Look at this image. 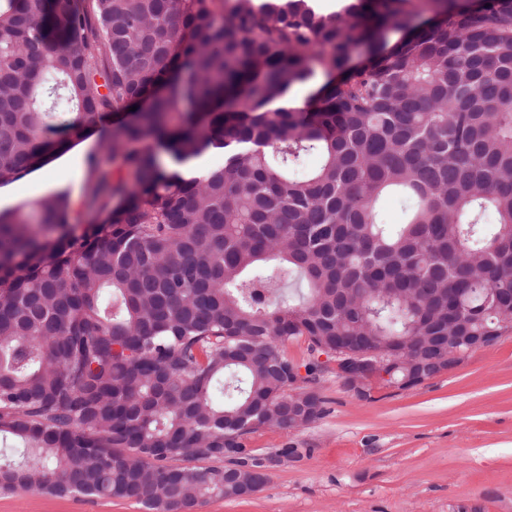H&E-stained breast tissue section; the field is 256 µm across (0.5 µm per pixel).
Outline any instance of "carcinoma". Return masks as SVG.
Returning <instances> with one entry per match:
<instances>
[{"mask_svg":"<svg viewBox=\"0 0 512 512\" xmlns=\"http://www.w3.org/2000/svg\"><path fill=\"white\" fill-rule=\"evenodd\" d=\"M316 66L342 79L280 105ZM145 98L78 201L0 212V493L242 499L267 479L244 436L306 424L288 398L319 364L288 342L399 383L512 333V0H0V185L62 148L60 105L74 144ZM227 455L232 482L183 465ZM411 201L401 200L397 194H387L378 205V218L386 224H400L405 218V209Z\"/></svg>","mask_w":512,"mask_h":512,"instance_id":"carcinoma-1","label":"carcinoma"}]
</instances>
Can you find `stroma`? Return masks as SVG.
Returning a JSON list of instances; mask_svg holds the SVG:
<instances>
[{
  "label": "stroma",
  "mask_w": 512,
  "mask_h": 512,
  "mask_svg": "<svg viewBox=\"0 0 512 512\" xmlns=\"http://www.w3.org/2000/svg\"><path fill=\"white\" fill-rule=\"evenodd\" d=\"M96 130L61 155L56 174L0 186V211L68 190L80 199ZM315 388L323 416L291 431L265 428L244 444L268 461L253 496L213 499L196 512H512V334L453 371L405 390L361 396L328 365ZM0 512H143L89 496L0 494Z\"/></svg>",
  "instance_id": "stroma-1"
}]
</instances>
